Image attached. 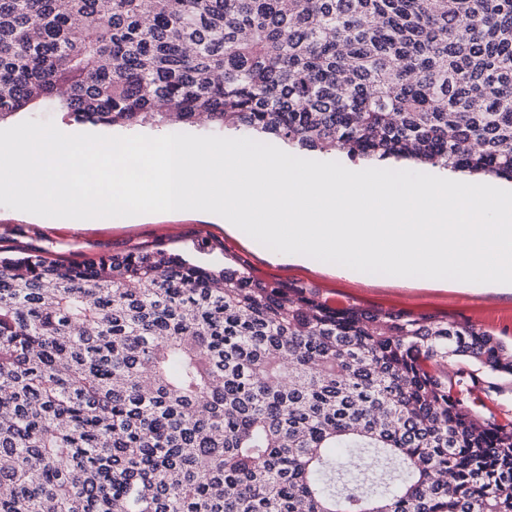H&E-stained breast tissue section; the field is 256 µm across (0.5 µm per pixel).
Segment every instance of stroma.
Returning <instances> with one entry per match:
<instances>
[{
  "mask_svg": "<svg viewBox=\"0 0 512 512\" xmlns=\"http://www.w3.org/2000/svg\"><path fill=\"white\" fill-rule=\"evenodd\" d=\"M51 120L64 133L107 136L166 135L163 126L120 127L93 125L64 117L51 103L38 105L17 121ZM141 246L168 250L205 265L241 264L258 279L312 288L331 303L367 309L431 315L481 326L512 341V284H460L451 279L388 275L339 274L328 263L305 264L274 251L254 246L242 230L225 225L206 212L173 211L104 221L45 218L0 206V250L8 254L40 251L56 257L122 255ZM448 374L460 378L464 389H477L484 415L498 421L512 419V376L452 362Z\"/></svg>",
  "mask_w": 512,
  "mask_h": 512,
  "instance_id": "obj_1",
  "label": "stroma"
}]
</instances>
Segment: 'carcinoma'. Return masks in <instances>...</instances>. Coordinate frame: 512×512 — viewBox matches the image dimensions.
Masks as SVG:
<instances>
[{"label":"carcinoma","mask_w":512,"mask_h":512,"mask_svg":"<svg viewBox=\"0 0 512 512\" xmlns=\"http://www.w3.org/2000/svg\"><path fill=\"white\" fill-rule=\"evenodd\" d=\"M270 134L512 181V0H0V122ZM467 321L141 248L0 257V512H512ZM28 119H40L42 121L49 119L59 130L67 134L94 133L107 136L147 135L152 137L170 134L166 127L157 125L112 127L100 124L93 125L90 123L76 122L73 119L63 117L62 112L52 103H43L28 112L17 114L8 122L1 123L0 129L12 127Z\"/></svg>","instance_id":"obj_1"}]
</instances>
